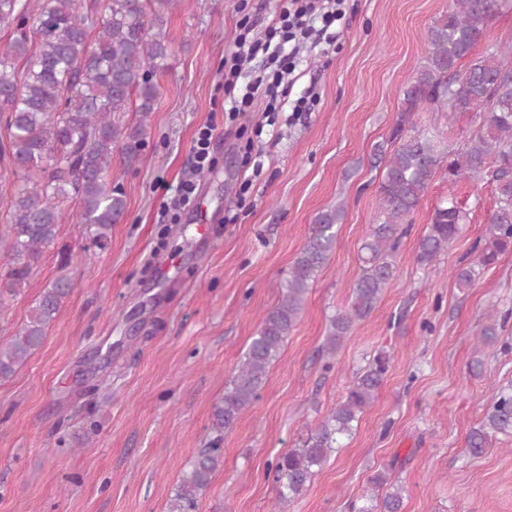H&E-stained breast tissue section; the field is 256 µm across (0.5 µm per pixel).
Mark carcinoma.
Segmentation results:
<instances>
[{
	"mask_svg": "<svg viewBox=\"0 0 512 512\" xmlns=\"http://www.w3.org/2000/svg\"><path fill=\"white\" fill-rule=\"evenodd\" d=\"M176 0H0V25L19 24L0 46V114L6 113L7 141L0 156L17 177L0 225V312L28 287L42 255L56 251L61 274L42 291L27 320L14 335L0 340V382L43 343L64 300L77 282L67 270L72 248L59 242V221L67 204L78 203L82 237L100 250L108 247L112 225L126 212L125 194L112 185L109 172L115 153L123 165L142 161L140 146L159 96L153 76L167 67L171 50L165 30ZM498 5L490 0H452L448 12L429 28L427 51L390 138L375 145L387 158L379 186L377 222L361 246L362 272L351 287V303L335 313L323 352L335 356L354 322L366 318L384 288L395 277L394 256L407 233L408 218L419 208L437 175L448 181H485L494 187L495 206L486 227L485 246L475 262H458L451 276L469 288L499 255L512 251V46L488 44L486 38ZM39 41L32 42L26 23ZM471 59L465 72L461 64ZM428 106L435 112H481L475 135L456 150L437 145L422 132L409 133L413 112ZM130 112L138 119L129 121ZM340 207L315 218L311 236L279 284L277 306L261 318L236 374L214 406L210 446L184 470L168 512H194L197 496L209 485L222 460L224 430L257 398L269 367L279 360L296 326L309 288L336 243ZM468 213L455 198L434 210L428 231L418 244L417 261L436 266L438 258L461 233ZM512 348L496 325H485L476 341L478 356L469 371L482 374L487 351ZM391 355L377 353L356 374L340 401L307 435L303 444L283 452L273 467L277 505L294 499L322 467L354 423L375 400L389 371ZM512 432V383L494 388L483 407L479 426L467 439L478 456L493 433ZM403 486L391 484L377 505H351L352 512H401Z\"/></svg>",
	"mask_w": 512,
	"mask_h": 512,
	"instance_id": "obj_1",
	"label": "carcinoma"
}]
</instances>
